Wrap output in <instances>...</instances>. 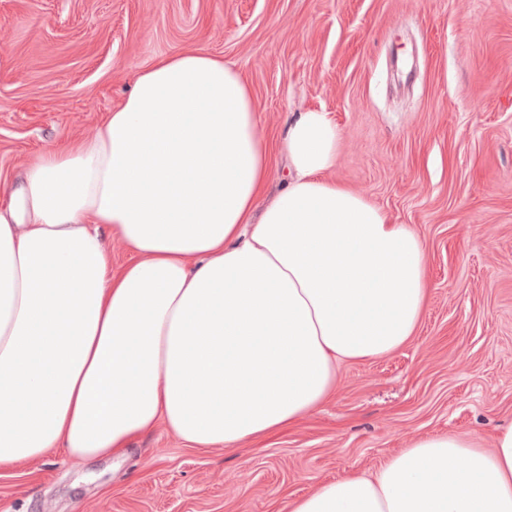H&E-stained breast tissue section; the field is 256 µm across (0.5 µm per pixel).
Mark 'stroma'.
Returning a JSON list of instances; mask_svg holds the SVG:
<instances>
[{"mask_svg":"<svg viewBox=\"0 0 512 512\" xmlns=\"http://www.w3.org/2000/svg\"><path fill=\"white\" fill-rule=\"evenodd\" d=\"M191 47L244 74L271 142L329 112L333 178L425 244L419 326L340 363L334 395L260 443L191 448L161 427L121 457L55 448L0 469V512H286L418 438L488 449L512 421V0H0V181Z\"/></svg>","mask_w":512,"mask_h":512,"instance_id":"1","label":"stroma"}]
</instances>
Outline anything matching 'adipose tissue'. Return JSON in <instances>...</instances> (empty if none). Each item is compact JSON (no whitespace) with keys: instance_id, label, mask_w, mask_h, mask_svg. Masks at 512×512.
<instances>
[{"instance_id":"obj_1","label":"adipose tissue","mask_w":512,"mask_h":512,"mask_svg":"<svg viewBox=\"0 0 512 512\" xmlns=\"http://www.w3.org/2000/svg\"><path fill=\"white\" fill-rule=\"evenodd\" d=\"M339 144L328 112L298 113L268 197L249 83L191 48L138 71L92 136L30 162L0 205V468L121 455L161 425L194 448L254 442L320 406L339 361L406 344L424 243L332 179ZM110 237L130 261L113 266ZM288 512H512V424L489 450L419 438Z\"/></svg>"}]
</instances>
